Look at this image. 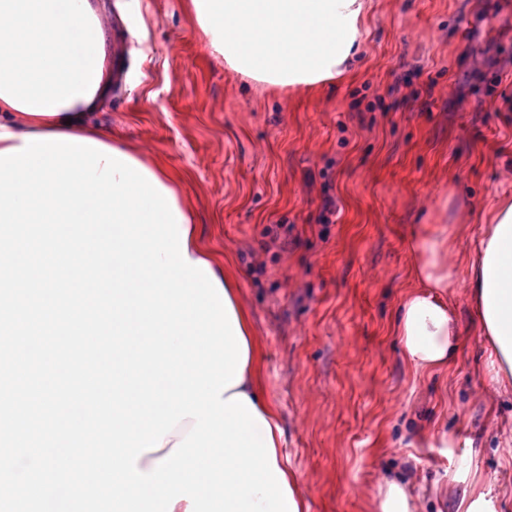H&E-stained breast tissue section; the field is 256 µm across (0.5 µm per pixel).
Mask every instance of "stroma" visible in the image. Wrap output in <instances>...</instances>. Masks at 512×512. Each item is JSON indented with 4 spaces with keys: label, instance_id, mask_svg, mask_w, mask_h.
<instances>
[{
    "label": "stroma",
    "instance_id": "obj_1",
    "mask_svg": "<svg viewBox=\"0 0 512 512\" xmlns=\"http://www.w3.org/2000/svg\"><path fill=\"white\" fill-rule=\"evenodd\" d=\"M106 2L125 79L96 120L180 175L252 322L304 512H381L384 477L418 512H457L476 481L512 512V395L487 397L467 292L449 367L416 371L395 333L415 232L456 225L469 262L512 188V0H367L349 70L301 90L225 65L190 0Z\"/></svg>",
    "mask_w": 512,
    "mask_h": 512
}]
</instances>
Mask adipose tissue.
Masks as SVG:
<instances>
[{
	"label": "adipose tissue",
	"instance_id": "ef3b65f1",
	"mask_svg": "<svg viewBox=\"0 0 512 512\" xmlns=\"http://www.w3.org/2000/svg\"><path fill=\"white\" fill-rule=\"evenodd\" d=\"M212 44L233 70L276 87L310 85L347 70L361 37L364 0H191ZM111 41L90 0H0V151L26 136L66 134L110 144L94 110L110 79ZM454 227L428 224L413 244L414 287L399 307L396 332L414 368L448 366L459 336L450 298L466 288L494 393L512 392V194L504 193L481 228L476 258L459 278ZM249 356L243 394L280 441L277 415L261 394L249 317L234 305Z\"/></svg>",
	"mask_w": 512,
	"mask_h": 512
}]
</instances>
